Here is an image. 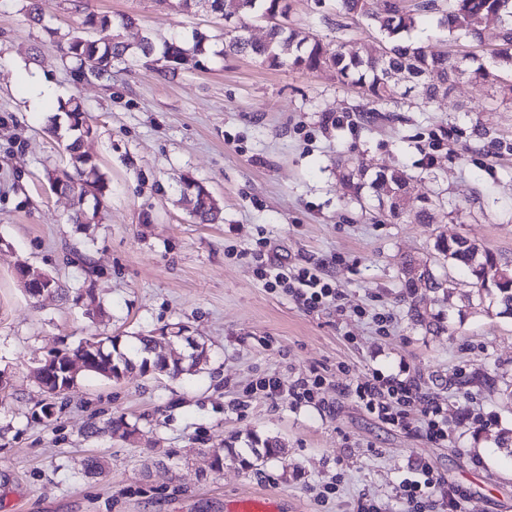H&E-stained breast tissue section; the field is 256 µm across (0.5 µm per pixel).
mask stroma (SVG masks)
<instances>
[{
    "mask_svg": "<svg viewBox=\"0 0 512 512\" xmlns=\"http://www.w3.org/2000/svg\"><path fill=\"white\" fill-rule=\"evenodd\" d=\"M291 26L324 43L371 46L377 32L337 16L333 0H291ZM28 0H0V512H227L238 496H266L279 512H408L402 482L428 466L442 483L423 512H442L458 492L460 512H512V317L467 309L478 293L467 276L450 304L418 288L428 333L408 313L402 261L434 257L437 235L461 236L512 261V102L494 87L460 79L447 95L374 102L329 71L271 68L223 51L187 53L177 69L142 61L97 77L77 70L63 38L91 34L85 10L135 20L137 43L221 35L205 12L178 13L159 0H49L43 24ZM55 90L29 109L26 75ZM79 97L94 128L84 151L107 189L96 224H75L69 195L47 175L66 168L51 131L60 102ZM401 170L417 196L434 200L427 224H396L373 202L358 204L337 159ZM204 185L223 222L198 224L180 200L181 179ZM330 278L337 308L308 312L267 289L256 252ZM26 262L68 288L66 298H30L15 268ZM107 309L89 319L79 289ZM466 315H458V307ZM392 319L376 332L372 314ZM185 325L209 359L177 380L134 371L113 382L81 371L75 387L48 399L32 376L39 360L92 333L132 336ZM406 369L444 408L452 442L434 444L368 414L346 394L373 370ZM321 374L326 405L268 399L267 377L288 386ZM55 415L39 419L38 406ZM121 417L130 435L103 432ZM275 436L282 459L258 470L214 450ZM98 457L100 474L82 461ZM333 483L327 498L316 491Z\"/></svg>",
    "mask_w": 512,
    "mask_h": 512,
    "instance_id": "obj_1",
    "label": "stroma"
}]
</instances>
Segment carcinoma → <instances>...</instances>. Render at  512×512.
Masks as SVG:
<instances>
[{
	"instance_id": "1",
	"label": "carcinoma",
	"mask_w": 512,
	"mask_h": 512,
	"mask_svg": "<svg viewBox=\"0 0 512 512\" xmlns=\"http://www.w3.org/2000/svg\"><path fill=\"white\" fill-rule=\"evenodd\" d=\"M340 14L356 18L375 28L381 39L375 50L363 46L344 45L332 50L319 38L307 35L288 23L290 0H208L207 11L216 14L235 27L224 33L225 49L240 55L258 57L270 67H288L302 71L331 70L336 78L360 93L385 104L407 94L399 78L412 83L413 89L424 100H430L448 91V84L468 75L476 81H490L498 85L502 98L512 100V0H384V10H376L373 0H336ZM425 13L439 15L438 24L455 42L464 41L479 48L482 54L472 51L433 52L425 45L409 39ZM253 19L267 23L265 41L255 42L247 35V22ZM500 24L502 36L489 37L487 23ZM134 20L124 14L109 15L88 12L84 25L93 29L112 30L109 38L91 39L73 36L61 44L64 55L79 63L80 68L94 76L112 72L119 63L128 67L154 55L172 69L189 51L203 53L211 41L204 32L196 31L192 42L174 38L157 46L148 35L136 45L122 40L120 30L132 25ZM67 118L69 142L64 150L68 168L61 170L64 187L77 199L78 208L71 220L75 224H95L99 218L100 198L105 183L97 165L83 150L84 138L93 133L85 110L78 98L72 97L62 106ZM343 180L352 190L354 199L361 203L367 199L377 203L378 209L395 223H430L431 211L436 202L413 195L411 177L398 170L344 168ZM95 199L92 209L83 207L87 196ZM182 200L190 213L202 224H213L219 219L220 208L211 193L197 181L182 179ZM434 262L406 259L402 269L416 271L405 280L411 295L409 312L415 324L431 331L433 321L417 305L416 283L423 282L430 290L442 292L449 299L458 288L453 276L456 268L469 271L478 294L490 298L489 305L500 308L499 314L512 315V264L490 252H481L468 240L456 237L448 240L442 236L434 243ZM104 343L94 353L95 360L87 372L94 375L112 374L118 381L133 369L143 374L164 375L178 378L198 371L207 361L206 350H201L188 360L169 359L156 351V337L139 334L131 337V347L121 350L117 336H87L77 345L68 348L70 357L84 359L89 356L83 344ZM251 456L240 459L249 469L263 467L280 458L283 446L276 438L255 440Z\"/></svg>"
}]
</instances>
